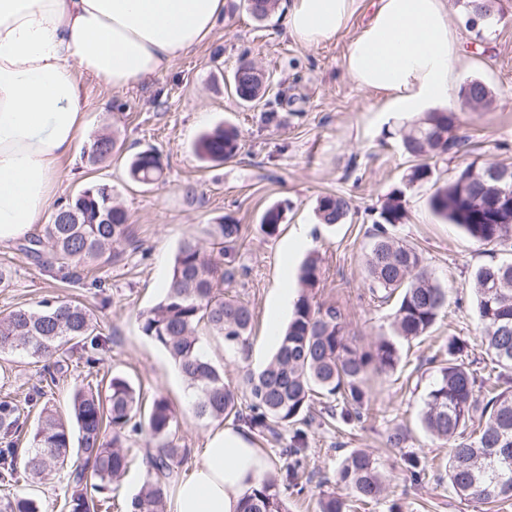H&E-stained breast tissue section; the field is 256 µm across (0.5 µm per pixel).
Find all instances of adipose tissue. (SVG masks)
Returning <instances> with one entry per match:
<instances>
[{
	"instance_id": "obj_1",
	"label": "adipose tissue",
	"mask_w": 512,
	"mask_h": 512,
	"mask_svg": "<svg viewBox=\"0 0 512 512\" xmlns=\"http://www.w3.org/2000/svg\"><path fill=\"white\" fill-rule=\"evenodd\" d=\"M359 0H292L286 26L313 46L344 30ZM343 65L381 111L447 105L460 58L447 0H374ZM224 0H0V245L43 223L61 164L83 132V80L119 91L166 73L212 32ZM269 464L242 426L209 431L170 512H239Z\"/></svg>"
}]
</instances>
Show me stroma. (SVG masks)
<instances>
[{"mask_svg":"<svg viewBox=\"0 0 512 512\" xmlns=\"http://www.w3.org/2000/svg\"><path fill=\"white\" fill-rule=\"evenodd\" d=\"M225 2L212 35L167 73L121 92L93 80L85 83L88 128L61 165L59 193L69 197L93 180L111 183L139 242L100 270L103 290L67 287L27 259L17 244L0 246V263L12 268L10 282L0 286V313L42 300L71 299L92 306L109 339L102 373L121 374L147 395L163 391L172 402L178 420L175 441L189 451L179 467L183 474L198 462L210 426L195 416L177 366L140 330L141 314L165 292L178 243L189 236L208 242L212 224L227 216L243 226L246 240L238 255L243 273L228 291L248 302L254 313L251 356L241 360L237 349L220 337L200 334L203 350L223 367L229 382L271 358L274 347L265 340L266 325L274 318L279 327L287 326L293 308L280 304V294L285 288L297 290L299 267L311 250L322 259L318 301L339 310L353 344L369 348L390 334L392 312L391 303L373 295L365 281L369 231L381 199L404 187L411 164L400 140L412 117L378 111L374 98L356 87L343 66L352 37L370 16L369 0H362L334 39L312 47L289 36L284 0L262 22L248 13L245 0ZM497 7V24L480 32L467 26L463 0H448L449 23L461 46L458 78L483 81L492 102L464 108L450 99L448 108L457 112L458 133L466 143L460 152L437 160L433 183L405 187L408 217L396 230L448 286V307L427 336L401 344V360L393 372L372 379L371 416L365 423L312 425L310 452L299 471L303 491L285 495L290 512H316L324 492L349 497V490L335 482L336 468L356 449L378 460L389 490L403 492V512H475L474 504L460 499L449 485L444 468L448 447L424 431L420 413L436 374L431 358L450 337L466 340L462 358L472 369L490 368L470 282L478 267L507 258L512 250L473 245L456 225L432 213L428 198L434 182L450 180L471 161L512 166V0H497ZM242 57L270 73L275 89L293 97V104L279 111V124L265 123L263 106H241L227 90ZM225 123L241 132L240 155L224 163L200 159L194 152L199 133ZM107 127L118 130L121 150L102 164L86 165L84 152ZM150 147L162 156L163 180L149 187L130 184L127 156ZM326 193L351 201L346 223L333 229L318 224L314 214L317 197ZM277 203L287 207L282 230L268 238L258 225L265 210ZM301 230L308 238L305 250L292 246ZM41 370L38 359L0 356V400H23ZM399 425L406 429L407 441L400 448L386 447L387 432ZM408 452L430 465L422 481H413L405 468ZM130 454L129 470L112 486V512H125L143 483V442L132 443Z\"/></svg>","mask_w":512,"mask_h":512,"instance_id":"stroma-1","label":"stroma"}]
</instances>
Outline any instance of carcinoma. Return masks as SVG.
Wrapping results in <instances>:
<instances>
[{
    "mask_svg": "<svg viewBox=\"0 0 512 512\" xmlns=\"http://www.w3.org/2000/svg\"><path fill=\"white\" fill-rule=\"evenodd\" d=\"M276 2L247 0V8L263 21ZM495 2L466 0L469 27H476L474 17L495 9ZM236 72L240 78H231L232 92L247 107L259 89L243 65ZM457 98L485 106L491 91L474 79L468 86L460 84ZM457 121L455 112H425L402 136V148L414 161L406 186L428 182L433 175L429 160L460 147ZM117 142L115 130L96 135L87 162L97 165L110 159ZM240 149V134L233 126L207 130L194 144L195 153L212 162L230 161ZM485 170L478 161L470 162L428 201L436 216L459 227L479 247L512 240V212L495 210L486 202L490 188ZM163 172L161 155L153 148L132 154L127 162V177L137 184H154ZM350 210L347 197L325 194L318 197L315 214L319 223L334 226L344 223ZM407 215L403 190L385 195L372 225L365 264L371 292L383 299L397 297L392 336L368 350L352 344L340 313L316 298L321 265L312 252L300 265V293L275 353L262 368L246 371L239 387L225 382L224 370L203 351L198 332L204 327L223 337L248 359L253 311L224 292L240 272L242 226L231 217L213 225L214 255L195 238L179 243L165 294L141 315V332L174 360L199 419L219 424L231 420L275 439L288 431V447L281 454L291 462L282 484L261 481L240 512H288L281 486L298 487V470L307 458V428L314 421L313 397H325L324 413L331 419L345 424L366 420L370 376L394 370L401 342L425 336L448 306V288L432 276L421 253L394 233ZM283 218L284 208L271 206L261 219L260 233L276 236ZM133 244L128 213L114 201L112 185L91 182L58 203L42 232L25 239L19 251L67 286L101 292L104 284L94 271L112 263L120 247ZM472 288L482 325L480 340L499 373L480 375L470 369L461 359L465 341L449 339L433 357L437 375L425 395L420 421L431 436L451 445L448 483L454 492L480 506H500L512 501V376H506L512 373V260L479 267ZM106 346L92 310L77 300L42 301L35 308L21 306L0 314V353L44 362L23 403L0 401V487L64 472L66 512H111L108 490L126 472L128 444L145 434V477L130 512H165L168 487L187 449L175 442L177 414L163 393L155 394L144 413L141 392L125 377L114 375L103 390L91 384L76 389L67 418L49 405L47 395L68 371L69 361L77 358L91 375ZM35 408L37 417L30 426ZM404 461L413 480L425 474L427 465L417 454L407 453ZM336 481L353 499L325 493L318 500L319 512H354L358 505L379 501L385 491L375 459L362 450L343 458ZM0 512H41V505L31 496H8L0 499Z\"/></svg>",
    "mask_w": 512,
    "mask_h": 512,
    "instance_id": "carcinoma-1",
    "label": "carcinoma"
}]
</instances>
